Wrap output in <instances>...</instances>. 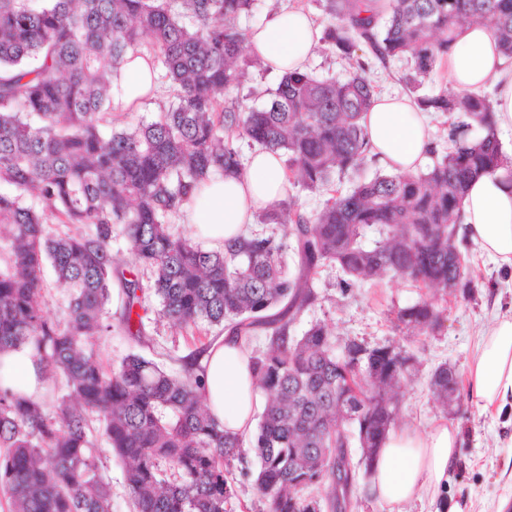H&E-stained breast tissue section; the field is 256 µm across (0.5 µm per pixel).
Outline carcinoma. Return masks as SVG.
Here are the masks:
<instances>
[{
  "label": "carcinoma",
  "mask_w": 512,
  "mask_h": 512,
  "mask_svg": "<svg viewBox=\"0 0 512 512\" xmlns=\"http://www.w3.org/2000/svg\"><path fill=\"white\" fill-rule=\"evenodd\" d=\"M255 0H0V495L7 512H112V486L100 474L94 432L101 429L125 464L134 512H227L234 489L224 466L243 439L205 409L202 369L164 371L139 353L106 372L95 340L116 328L142 341L147 290L159 315L185 329L224 325L249 344L266 395L251 451L265 512H346L349 476L372 475L378 448L396 418L395 395L411 357L391 346L348 348L315 322L300 337L291 325L315 300L310 281L325 267L343 287L384 272L422 288L464 295L477 287L459 246L468 184L508 164L492 100L417 85L440 65L465 23L486 27L512 60V0H330L335 22L324 39L352 57L359 42L382 60L404 59L420 110L448 114L446 150L417 173L360 175L368 151L362 123L377 94L363 68L343 79L308 70L281 75L260 108L224 106L253 60L241 59L248 34L238 20ZM162 68L172 100L157 119L112 128L113 75L128 53ZM287 157L286 185L336 192L311 216L294 197L259 212L261 224L291 223L280 237L249 230L222 250L204 251L169 231L182 205L214 176L245 171L235 141ZM84 231L52 235L49 221ZM129 256H112V234ZM455 258H448V248ZM290 252L295 269L284 254ZM68 290L65 319L47 316L45 266ZM124 293L117 324L106 311L112 282ZM407 329L433 330L441 311L420 301L398 311ZM26 351L41 378L63 380L52 406L4 377V357ZM448 400V364L430 379ZM370 452L355 460L348 448ZM328 485L326 499L299 491Z\"/></svg>",
  "instance_id": "cac0c4a2"
}]
</instances>
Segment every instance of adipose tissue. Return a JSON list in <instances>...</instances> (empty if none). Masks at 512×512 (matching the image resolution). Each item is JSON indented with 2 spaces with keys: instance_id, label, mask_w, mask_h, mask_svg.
I'll list each match as a JSON object with an SVG mask.
<instances>
[{
  "instance_id": "1",
  "label": "adipose tissue",
  "mask_w": 512,
  "mask_h": 512,
  "mask_svg": "<svg viewBox=\"0 0 512 512\" xmlns=\"http://www.w3.org/2000/svg\"><path fill=\"white\" fill-rule=\"evenodd\" d=\"M254 56L276 67H304L315 40L313 24L298 9L280 11L266 25L254 28L249 39ZM455 87L473 90L495 82L497 127L512 132V73L485 27L466 25L455 46L442 61ZM155 72L140 55L128 56L115 79L123 107H138L150 91ZM370 153L390 170L417 171L430 146L427 113L418 111L408 97L381 94L364 116ZM285 166L281 154L257 152L250 156L241 179L214 178L183 215L194 235L206 247L223 249L225 242L245 233L254 215L284 193ZM460 235L479 243L483 254L499 266L512 267V181L506 171L485 175L470 183L462 201ZM206 375L205 403L226 432L247 436L255 428L258 390L250 354L242 342L226 335L210 343L200 360ZM466 378L483 411L512 420V314L496 318L483 335ZM460 431L457 425L438 422L423 431L390 432L376 455L371 491L392 507L425 497L442 504L445 512H460L445 502L443 491L458 462Z\"/></svg>"
}]
</instances>
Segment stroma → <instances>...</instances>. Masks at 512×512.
<instances>
[{
    "mask_svg": "<svg viewBox=\"0 0 512 512\" xmlns=\"http://www.w3.org/2000/svg\"><path fill=\"white\" fill-rule=\"evenodd\" d=\"M325 4L326 0H256L253 14L239 19L238 25L252 30L268 22L280 8L294 6L309 13L321 32L329 22ZM355 57L378 92L405 93L407 68L403 62L380 61L364 44L359 45ZM463 245L479 283L472 298H455L422 288L392 272L345 289L341 286L342 272L328 267L313 282L315 302L292 325L290 333L303 335L312 322L321 321L332 332L337 346L354 341L370 347L399 345L408 350L414 357V369L411 381L396 400V429L421 430L439 421L457 424L462 438L460 457L445 491L446 500L457 503L461 512H512V429L484 413L470 396L459 409L448 411L429 388L431 375L440 364L465 373L483 331L496 315L512 312V268L486 259L471 240H464ZM421 300L433 302L442 311L440 326L425 333L398 329V310ZM147 307V342H137L118 331L98 338L97 350L105 369L116 367L128 354L139 353L176 370L200 343L210 342L224 332L223 327L206 325L194 334L159 320L156 299H149ZM96 446L101 473L112 484V512H133L124 485L123 462L111 453L105 439H97ZM256 467L247 449L230 463L228 479L234 494L228 512H263L264 504L249 477ZM504 498L509 504L503 508L499 502Z\"/></svg>",
    "mask_w": 512,
    "mask_h": 512,
    "instance_id": "35a3bbf8",
    "label": "stroma"
}]
</instances>
